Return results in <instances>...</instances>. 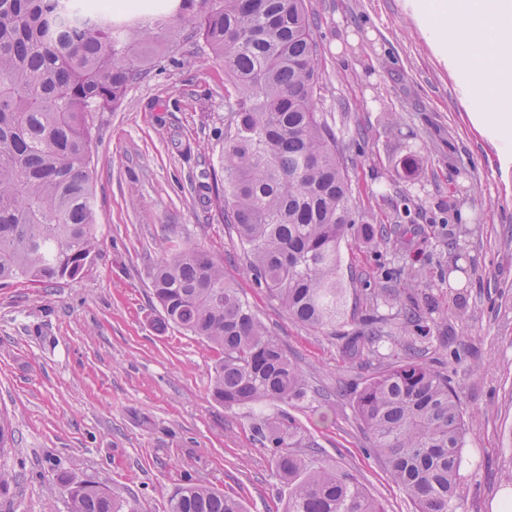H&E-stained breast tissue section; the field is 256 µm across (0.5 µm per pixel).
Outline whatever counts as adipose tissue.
Returning a JSON list of instances; mask_svg holds the SVG:
<instances>
[{
    "label": "adipose tissue",
    "instance_id": "1",
    "mask_svg": "<svg viewBox=\"0 0 512 512\" xmlns=\"http://www.w3.org/2000/svg\"><path fill=\"white\" fill-rule=\"evenodd\" d=\"M436 47L451 43L471 72L476 130L512 153V0H422Z\"/></svg>",
    "mask_w": 512,
    "mask_h": 512
}]
</instances>
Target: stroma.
Listing matches in <instances>:
<instances>
[{"label": "stroma", "mask_w": 512, "mask_h": 512, "mask_svg": "<svg viewBox=\"0 0 512 512\" xmlns=\"http://www.w3.org/2000/svg\"><path fill=\"white\" fill-rule=\"evenodd\" d=\"M419 0H305L318 44L319 107L352 179L350 203L387 240L342 251L348 313L399 324L395 296L423 301L430 339L412 353L448 371L467 424L464 512H498L512 494V161L473 129L470 76L435 50ZM224 66L203 40L157 47L122 103L94 113L90 170L98 245L81 275L0 284V450L11 476L0 512H71L58 478L106 488L119 512H167L174 487L209 485L247 512H283L288 485L246 410L209 391L219 350L161 321L150 274L190 243L224 265L303 371L292 415L324 465L355 474L386 512L414 506L370 454L357 390L390 346L350 359L341 335L313 332L246 271L232 225L206 186L224 144ZM418 166L405 171L403 162Z\"/></svg>", "instance_id": "35a3bbf8"}]
</instances>
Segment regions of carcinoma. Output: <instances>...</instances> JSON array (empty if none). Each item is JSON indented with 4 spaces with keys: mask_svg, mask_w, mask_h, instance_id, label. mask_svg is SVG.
Returning a JSON list of instances; mask_svg holds the SVG:
<instances>
[{
    "mask_svg": "<svg viewBox=\"0 0 512 512\" xmlns=\"http://www.w3.org/2000/svg\"><path fill=\"white\" fill-rule=\"evenodd\" d=\"M128 14L113 0H0V283L74 278L97 245L90 118L120 104L148 70L154 45L193 25L224 63V146L213 172L218 213L236 227L257 285L316 332L341 323L342 244L359 224L336 136L319 112L318 49L304 0H163ZM163 324L217 346L210 394L226 409L259 410L306 396L301 368L258 320L224 264L173 245L151 276ZM351 357L398 336L378 318L350 321ZM355 412L415 512H463L466 422L448 374L409 356L368 379ZM256 432L291 492L285 512H386L351 473L333 472L303 445L294 417ZM72 512H116L111 494L73 474ZM168 512H245L205 484L175 487Z\"/></svg>",
    "mask_w": 512,
    "mask_h": 512,
    "instance_id": "cac0c4a2",
    "label": "carcinoma"
}]
</instances>
